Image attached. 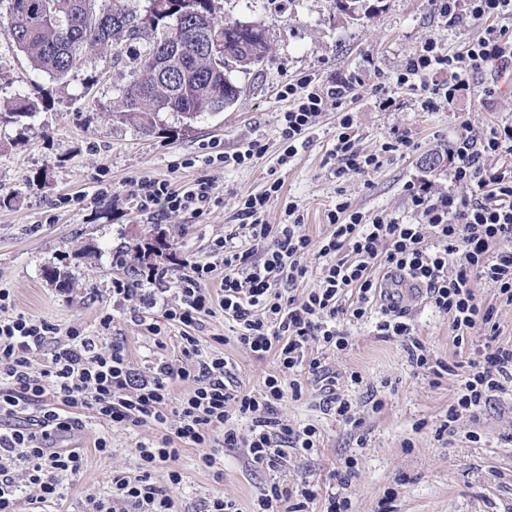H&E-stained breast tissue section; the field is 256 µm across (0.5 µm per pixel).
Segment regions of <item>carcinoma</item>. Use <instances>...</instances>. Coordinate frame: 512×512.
<instances>
[{
	"instance_id": "obj_1",
	"label": "carcinoma",
	"mask_w": 512,
	"mask_h": 512,
	"mask_svg": "<svg viewBox=\"0 0 512 512\" xmlns=\"http://www.w3.org/2000/svg\"><path fill=\"white\" fill-rule=\"evenodd\" d=\"M129 0H8L0 13V32L24 54L32 67L54 79L81 68L87 58L119 34L129 55L131 79L119 89L115 118L145 132L157 128L162 113L192 121L206 112H222L236 103L240 90L230 74L242 68L240 48H255L253 63L269 43L241 36L236 22L219 20L220 0H189L193 12L179 23L164 7L148 9ZM224 31V53L197 51L211 33ZM37 105L15 102L8 118L30 117ZM0 113V119L6 118Z\"/></svg>"
}]
</instances>
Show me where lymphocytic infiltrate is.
Wrapping results in <instances>:
<instances>
[{
    "label": "lymphocytic infiltrate",
    "mask_w": 512,
    "mask_h": 512,
    "mask_svg": "<svg viewBox=\"0 0 512 512\" xmlns=\"http://www.w3.org/2000/svg\"><path fill=\"white\" fill-rule=\"evenodd\" d=\"M432 3L449 26L465 19L512 17V0ZM487 66L512 67L508 30L487 28L458 55L441 53L436 41H428L406 59L397 81L417 82L422 111L437 112L469 91L468 73ZM444 73L452 75V82L441 81ZM358 83L351 74L324 85L305 75L286 85L284 95L294 105L280 119L284 158L307 144L325 104L343 105ZM352 128L350 113H343L333 149L339 178L365 174L380 164L377 156L363 151ZM503 155H512V122L479 136L463 133L450 157L457 192L436 191L424 180L408 186L417 223L368 218L342 200L327 213L331 235L317 246L302 232L304 217L296 207L286 209L283 224H266V208L282 191L276 179L262 193L248 196L241 212L251 237L264 241L262 254L236 249L231 237H219L205 258L185 256L179 270L148 264L138 269L137 279H113V306L128 308L150 335L161 333L160 324L148 317L156 307L162 308L166 323L179 328L183 359L177 364L160 360L147 369L137 367L125 345L110 338L112 313H103L96 334L88 335L15 312L9 291L1 288L0 420L10 425L0 430V512H16L20 486L32 489V503L44 504L59 497L61 475L81 473L83 451L64 447L62 440L81 429L85 409L110 428L148 423L158 430L137 445L139 474H114L111 497L91 500V512H179L168 487L157 485L152 474L168 469L171 485L180 484L182 475L171 464L188 448L198 450L206 467L213 465L219 447L245 449L251 463L269 468L281 466L289 451H316V427L294 429L279 414L285 398L301 395L300 383L286 375L307 369L322 385V410L358 426L335 375L308 357L307 346L318 341L346 350L349 339L339 321L361 320L377 303L383 315L378 333L399 339L416 371L440 375L448 367L429 354L404 307L383 306V277L375 275L379 269L394 284L409 281L423 288L428 302L448 316L456 340L475 326L485 329V352L475 356L458 350L449 367L460 385L439 430L451 431L460 416L477 417L512 382V342L500 340L493 307L473 288L474 281H484L500 302L512 304V169L487 167L488 158ZM130 195L139 211L157 220L196 215L221 202L203 177L177 189L143 175L133 181ZM314 247L326 259L321 285L299 302L283 289L305 278L302 260ZM170 278L178 294L172 303L164 301L162 289ZM219 311L237 324L239 344L260 359L274 354L279 364V374L268 376L259 392L230 383L223 353L197 334L203 317ZM177 385L183 389L178 396L173 393ZM238 418L250 419L248 434L235 428ZM316 497L309 488L293 494L273 483L260 492L258 506L260 512H306Z\"/></svg>",
    "instance_id": "f902f5d3"
}]
</instances>
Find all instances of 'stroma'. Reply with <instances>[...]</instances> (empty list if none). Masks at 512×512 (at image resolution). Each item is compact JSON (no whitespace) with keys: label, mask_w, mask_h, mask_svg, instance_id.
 Instances as JSON below:
<instances>
[{"label":"stroma","mask_w":512,"mask_h":512,"mask_svg":"<svg viewBox=\"0 0 512 512\" xmlns=\"http://www.w3.org/2000/svg\"><path fill=\"white\" fill-rule=\"evenodd\" d=\"M223 3L225 19L266 28L270 53L249 70L232 73L240 90L233 106L187 128L164 115L162 130L150 135L112 116L129 68L112 66L103 57L54 80L33 70L0 34V112L19 96L39 105L34 117L0 123V289L9 290L15 312L92 334L111 305L113 278L134 277L144 263L168 267L187 255L206 256L213 239L230 234L236 246L260 250V243L240 228L236 212L243 197L262 191L274 178L282 182L283 195L270 202L267 224L277 227L287 205L295 204L304 215L303 232L315 242L331 233L326 215L340 200L370 217L412 222L408 185L427 180L439 191L454 189L450 154L460 134L467 129L481 133L512 118V71L487 68L470 75L473 89L494 85L493 105L465 96L450 111H421L416 90L397 83L406 58L428 40L452 54L485 28L484 22L469 19L445 26L430 0H368L369 15L358 19L341 11L336 0ZM350 72L363 79L354 97L340 108L327 104L306 148L278 165V119L289 106L282 95L285 85L304 75L325 83ZM380 84L395 101L386 112L376 104ZM343 110L353 115L361 148L379 155L381 164L339 179L329 151ZM398 129L417 143L413 154L383 152ZM252 139L262 140L267 151L245 167H174L179 159L201 154L208 141H220L232 152ZM145 174L177 187L207 176L222 203L200 215L149 223L126 198L132 181ZM75 193L85 195L83 204L66 203V196ZM49 267L60 272L59 282L46 278ZM403 304L408 322L434 358L453 363L454 334L447 318L421 295L404 298ZM342 328L350 341L347 350L315 341L308 353L337 374L361 425L354 428L324 414L319 383L301 374L300 398L285 401L280 412L291 424L317 427L318 451L289 454L285 466L271 469L248 463L240 448L220 449L214 467L207 468L195 449H186L174 464L182 481L171 486L180 512H201L204 500L219 492L236 499L241 512H255L260 491L274 482L290 490L316 486L323 502L347 498L351 512H512V386L477 418L461 417L453 434L438 435L458 377L445 373L434 380L418 374L400 342L379 336L373 319L346 322ZM162 332L159 347L128 316L116 315L112 325L114 338L125 343L140 367L158 357L180 360L177 329L166 324ZM236 332L223 314L203 319L202 338L226 339L220 350L231 380L241 389L259 391L276 373V359L257 358L235 341ZM354 373L361 383L351 382ZM374 398L384 402L377 413L369 405ZM82 420L70 443L85 449L84 470L62 477V497L58 504H45V512H87L89 498H109L113 473L136 474L137 445L153 435L147 426L105 432L88 410ZM104 434L111 451L102 456L93 444ZM347 458L355 459L356 469L343 483L334 472Z\"/></svg>","instance_id":"obj_1"}]
</instances>
